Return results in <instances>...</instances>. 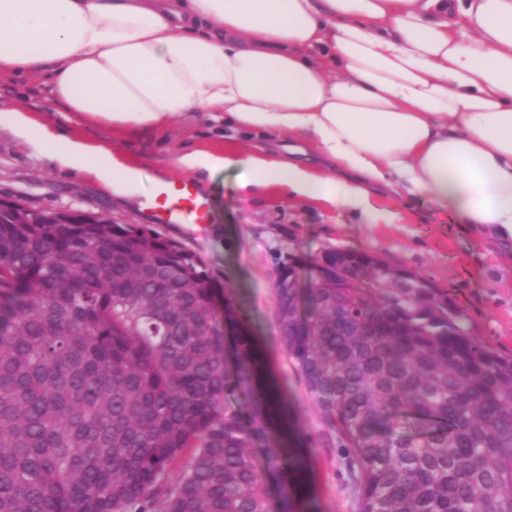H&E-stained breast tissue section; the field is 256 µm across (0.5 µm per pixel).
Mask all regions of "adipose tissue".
Wrapping results in <instances>:
<instances>
[{"instance_id": "1", "label": "adipose tissue", "mask_w": 512, "mask_h": 512, "mask_svg": "<svg viewBox=\"0 0 512 512\" xmlns=\"http://www.w3.org/2000/svg\"><path fill=\"white\" fill-rule=\"evenodd\" d=\"M46 74L67 111L162 127L184 112L307 141L330 175L289 159L196 152L247 185L390 224L373 189L433 197L512 240V0H0V74ZM110 191L136 173L107 145L52 134L24 104L0 127Z\"/></svg>"}]
</instances>
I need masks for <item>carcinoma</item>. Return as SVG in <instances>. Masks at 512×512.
Listing matches in <instances>:
<instances>
[{
  "instance_id": "obj_1",
  "label": "carcinoma",
  "mask_w": 512,
  "mask_h": 512,
  "mask_svg": "<svg viewBox=\"0 0 512 512\" xmlns=\"http://www.w3.org/2000/svg\"><path fill=\"white\" fill-rule=\"evenodd\" d=\"M0 222V512H273L250 419L254 376L277 446L278 512L308 497L309 443L254 338L177 242L146 226ZM365 252L314 265L329 288L275 289L279 340L356 512H512V356L468 335L426 279ZM187 460L175 464L183 454Z\"/></svg>"
}]
</instances>
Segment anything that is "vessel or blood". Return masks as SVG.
I'll return each instance as SVG.
<instances>
[{
    "instance_id": "1",
    "label": "vessel or blood",
    "mask_w": 512,
    "mask_h": 512,
    "mask_svg": "<svg viewBox=\"0 0 512 512\" xmlns=\"http://www.w3.org/2000/svg\"><path fill=\"white\" fill-rule=\"evenodd\" d=\"M148 209L151 219L160 224H202L208 219L207 199L189 178L159 183Z\"/></svg>"
}]
</instances>
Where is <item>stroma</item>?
Returning <instances> with one entry per match:
<instances>
[{
	"label": "stroma",
	"instance_id": "35a3bbf8",
	"mask_svg": "<svg viewBox=\"0 0 512 512\" xmlns=\"http://www.w3.org/2000/svg\"><path fill=\"white\" fill-rule=\"evenodd\" d=\"M45 75H0V109L24 102L30 117L56 134L108 144L139 173L133 196L118 197L94 175L62 169L45 154L0 129V198L40 210L108 213L117 224H146L145 201L156 182L181 176L187 152L238 153L258 145L295 154L322 169L303 141L238 127L222 115L186 112L167 126H110L65 111ZM244 174L227 170L195 175L208 200L205 224H159L162 237L181 243L208 272L218 294L228 296L256 340L266 372L295 426L314 432L320 423L279 341L274 285L281 268L302 254L332 249L377 255L431 282L460 313L457 324L472 337L512 355V242L476 238L447 207L430 197L384 196L378 208L398 213L395 224H370L358 212L289 196L286 188L244 186ZM313 494L308 512H355L340 450L316 446L311 457Z\"/></svg>",
	"mask_w": 512,
	"mask_h": 512
}]
</instances>
